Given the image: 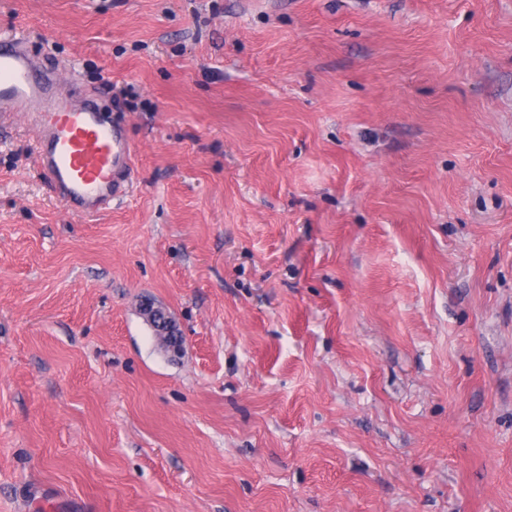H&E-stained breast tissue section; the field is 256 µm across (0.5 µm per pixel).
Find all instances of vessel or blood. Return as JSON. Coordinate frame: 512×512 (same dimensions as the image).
<instances>
[{
	"label": "vessel or blood",
	"mask_w": 512,
	"mask_h": 512,
	"mask_svg": "<svg viewBox=\"0 0 512 512\" xmlns=\"http://www.w3.org/2000/svg\"><path fill=\"white\" fill-rule=\"evenodd\" d=\"M25 43L19 32L0 36V122L33 115L40 172L66 206L95 214L127 194L134 147L90 96L65 90L59 72L43 67Z\"/></svg>",
	"instance_id": "b4317fda"
}]
</instances>
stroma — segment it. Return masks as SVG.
I'll return each instance as SVG.
<instances>
[{
    "label": "stroma",
    "instance_id": "obj_1",
    "mask_svg": "<svg viewBox=\"0 0 512 512\" xmlns=\"http://www.w3.org/2000/svg\"><path fill=\"white\" fill-rule=\"evenodd\" d=\"M18 27L135 153L87 217L0 125V512H512V0Z\"/></svg>",
    "mask_w": 512,
    "mask_h": 512
}]
</instances>
